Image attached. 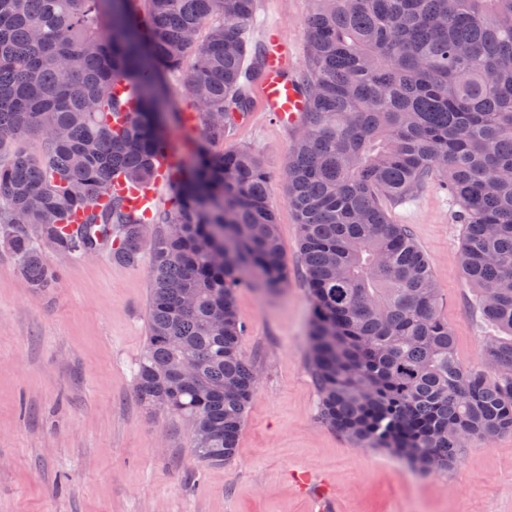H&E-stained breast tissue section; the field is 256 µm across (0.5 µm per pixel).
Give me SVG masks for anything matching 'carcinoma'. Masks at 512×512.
I'll use <instances>...</instances> for the list:
<instances>
[{
  "label": "carcinoma",
  "mask_w": 512,
  "mask_h": 512,
  "mask_svg": "<svg viewBox=\"0 0 512 512\" xmlns=\"http://www.w3.org/2000/svg\"><path fill=\"white\" fill-rule=\"evenodd\" d=\"M257 0H0V224L37 291L55 250L138 261L150 240L138 400L186 421L193 454L237 455L257 372L235 292L278 290L288 265L270 177L224 149L252 103ZM297 83L310 108L285 168L312 312L309 365L324 424L421 472L512 431V0H311ZM184 72L199 112L195 162L145 219L111 189L149 184L168 144L164 77ZM39 146L29 147L32 139ZM436 184L463 225L460 268L496 335L457 359L429 264L389 206ZM170 224L181 225L176 236ZM195 296L185 306L182 294ZM223 313L224 327L211 322ZM191 361L197 379H175Z\"/></svg>",
  "instance_id": "carcinoma-1"
}]
</instances>
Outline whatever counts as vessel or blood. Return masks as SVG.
I'll return each mask as SVG.
<instances>
[{
    "label": "vessel or blood",
    "mask_w": 512,
    "mask_h": 512,
    "mask_svg": "<svg viewBox=\"0 0 512 512\" xmlns=\"http://www.w3.org/2000/svg\"><path fill=\"white\" fill-rule=\"evenodd\" d=\"M265 66L259 82V92L264 111L273 113L285 126H294L302 119L306 103L297 86L285 72L287 50L279 34L277 25L266 28ZM301 488L310 493L315 512H338L336 497L323 487L317 486L308 475H297Z\"/></svg>",
    "instance_id": "obj_1"
}]
</instances>
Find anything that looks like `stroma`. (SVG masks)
I'll return each instance as SVG.
<instances>
[{"label": "stroma", "mask_w": 512, "mask_h": 512, "mask_svg": "<svg viewBox=\"0 0 512 512\" xmlns=\"http://www.w3.org/2000/svg\"><path fill=\"white\" fill-rule=\"evenodd\" d=\"M309 10L310 0H257L249 35L262 42L264 23H276L292 74L306 67ZM299 134L257 101L224 139L225 148L254 151L268 173L288 262L280 291L236 293L241 350L258 385L230 463L199 461L188 426L135 396L150 246L133 265L103 252L75 258L43 247L61 278L39 292L0 240V512H312L296 472L322 477L341 512H512V432L471 442L451 469L423 474L319 421L299 226L280 179ZM391 215L429 262L459 362L479 366L492 330L460 271L462 229L448 197L429 186Z\"/></svg>", "instance_id": "obj_1"}]
</instances>
